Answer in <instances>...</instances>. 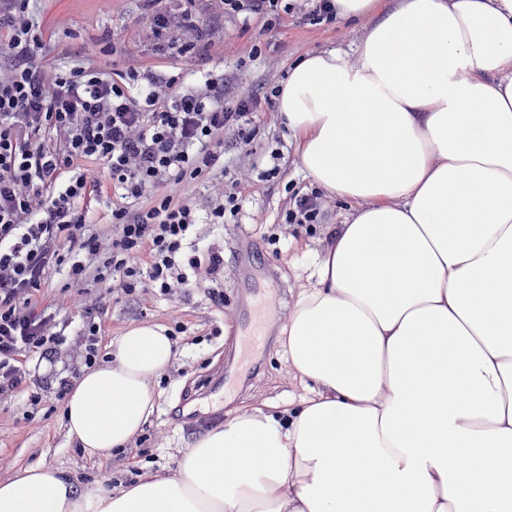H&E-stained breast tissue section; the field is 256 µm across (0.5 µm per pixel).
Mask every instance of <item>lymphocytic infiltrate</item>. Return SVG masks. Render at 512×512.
I'll return each instance as SVG.
<instances>
[{"label":"lymphocytic infiltrate","mask_w":512,"mask_h":512,"mask_svg":"<svg viewBox=\"0 0 512 512\" xmlns=\"http://www.w3.org/2000/svg\"><path fill=\"white\" fill-rule=\"evenodd\" d=\"M152 8L149 36L161 56L207 61L214 29L202 12L224 18L301 15L311 25L336 20L332 0H178L174 12ZM29 0H6L0 9V402L27 387L20 358L38 352L54 358L66 338L49 313L43 290L59 271L63 301L82 311L74 346L82 366L99 355L98 299L94 286L116 284L128 296L155 288L169 295L187 288L179 263L184 241L200 219L220 224L235 192L216 197L207 213L178 199L184 184L224 165V137L251 145L246 118L260 106L242 94L233 74L201 71L193 84L170 66L134 65L105 70L89 63H46V42L28 13ZM112 200L103 224L89 205Z\"/></svg>","instance_id":"1"}]
</instances>
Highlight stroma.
Masks as SVG:
<instances>
[{"mask_svg": "<svg viewBox=\"0 0 512 512\" xmlns=\"http://www.w3.org/2000/svg\"><path fill=\"white\" fill-rule=\"evenodd\" d=\"M30 9L49 44L48 59L78 64L101 33H109L116 54L97 55L98 65L122 69L162 65L141 20L139 0H30ZM368 21L336 20L311 26L299 16L281 19L266 28L254 19L248 25L217 26L210 66L241 74L243 93H266L283 85L292 65L319 50L353 53L365 34ZM257 46L254 57L243 56L247 46ZM256 127L250 153L227 147L225 172L204 182L185 186L184 193L199 207L212 195L238 183V211L225 215L223 224H200L193 238L200 251L216 248L224 266L214 274L200 273L186 292L165 296L151 290L127 297L109 288L100 289L99 318L103 333L99 348L130 326L160 324L181 326L176 355L152 386L156 409L143 428L142 445L103 456L87 455L67 436L65 401L59 398L53 374L69 375L77 363L72 343L63 344L55 363L24 357L30 371L29 392L42 396L30 406L22 393L0 403V480L19 470L42 464L61 471L81 488L116 490L133 475L173 474L200 433L223 423L227 412L242 406L268 403L276 410L299 402L304 390L292 378L284 351L269 324L284 321L301 289L312 283L315 253L324 245L327 225L344 223L350 208L344 201L324 195V217L313 231L284 225L282 214L295 192H309L312 180L302 170L294 139L281 124L274 104H261L251 116ZM280 152L272 162L271 152ZM279 165L276 178L261 179L262 171ZM224 293L215 305L211 290ZM261 330L257 345L245 346V336Z\"/></svg>", "mask_w": 512, "mask_h": 512, "instance_id": "35a3bbf8", "label": "stroma"}]
</instances>
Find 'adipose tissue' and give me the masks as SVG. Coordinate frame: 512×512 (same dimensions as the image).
<instances>
[{"label": "adipose tissue", "instance_id": "obj_1", "mask_svg": "<svg viewBox=\"0 0 512 512\" xmlns=\"http://www.w3.org/2000/svg\"><path fill=\"white\" fill-rule=\"evenodd\" d=\"M354 57L308 54L278 111L352 206L278 328L306 395L244 408L171 476L82 489L40 464L0 512H512V0H333ZM64 407L89 454L128 445L175 344L130 327Z\"/></svg>", "mask_w": 512, "mask_h": 512}]
</instances>
